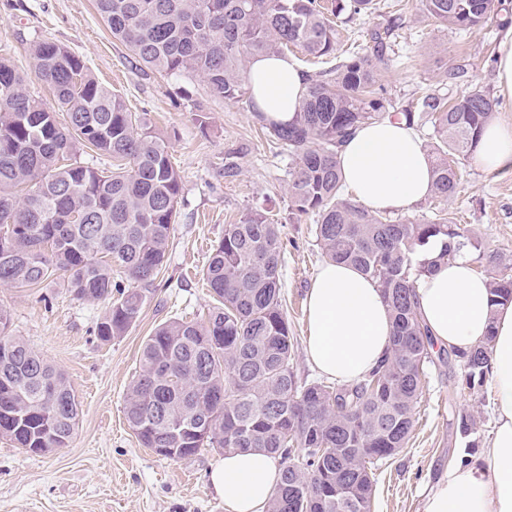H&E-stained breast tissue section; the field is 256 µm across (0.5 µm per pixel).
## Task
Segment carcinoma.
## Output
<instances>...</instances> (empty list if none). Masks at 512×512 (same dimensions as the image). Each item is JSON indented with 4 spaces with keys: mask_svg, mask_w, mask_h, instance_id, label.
<instances>
[{
    "mask_svg": "<svg viewBox=\"0 0 512 512\" xmlns=\"http://www.w3.org/2000/svg\"><path fill=\"white\" fill-rule=\"evenodd\" d=\"M112 37L137 68L192 75L210 93L238 101L257 54L298 48L336 56L338 19L376 9L378 0H94ZM435 23L455 30L499 18L505 0H420ZM402 25L393 12L370 34L363 53L306 73L308 90L295 122L265 123V135L291 148V210L317 216L326 259L356 266L388 304L393 337L387 357L361 380L331 386L298 378L282 300L279 226L257 212L224 227L203 276L214 306L202 321L170 319L149 336L125 396L126 419L144 448L261 449L279 457L281 482L267 512H364L374 490L372 466L398 453L413 427L426 364L435 343L417 312L415 283L478 241L445 208L457 193L460 160L473 153L498 101L483 91L454 102L435 93L421 108L434 123V189L442 208L431 222L392 220L345 197L337 151L357 127L401 115L422 121L413 103L400 112L378 92L379 66ZM35 79L53 100L34 97L28 77L0 60V286L35 288L54 272L78 300L103 301L96 326L103 342L137 321L167 253L177 216L180 171L167 142L86 62L48 39L30 45ZM85 148L112 159L94 168ZM442 244L436 256L431 241ZM492 303L512 302V268L486 259ZM0 312V437L48 454L73 437L80 404L65 374L21 337L5 334ZM493 333L469 351L451 350L457 387L489 376Z\"/></svg>",
    "mask_w": 512,
    "mask_h": 512,
    "instance_id": "1",
    "label": "carcinoma"
}]
</instances>
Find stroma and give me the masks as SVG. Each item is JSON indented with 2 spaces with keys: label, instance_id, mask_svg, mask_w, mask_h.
<instances>
[{
  "label": "stroma",
  "instance_id": "35a3bbf8",
  "mask_svg": "<svg viewBox=\"0 0 512 512\" xmlns=\"http://www.w3.org/2000/svg\"><path fill=\"white\" fill-rule=\"evenodd\" d=\"M404 22L391 40L379 83L393 105L436 93L454 100L477 89L498 98L494 120L512 125V100L501 98L496 56L504 30L451 31L429 22L419 0H402ZM49 39L82 57L92 73L117 91L130 112L146 118L168 143L182 175L178 214L165 264L139 320L120 337L101 343L95 329L104 303L75 299L63 274L37 288L0 287V310L9 334L28 344L70 380L80 402L67 447L35 455L0 439V512H225L210 472L224 458L204 448L187 459H166L142 447L124 414V400L143 342L172 318L199 320L213 299L202 277L224 227L250 211L279 225L283 240L282 294L300 379L317 375L305 354L306 296L324 257L314 214L295 216L288 197L295 156L262 132L249 99L212 96L192 76L166 78L132 68V53L116 39L93 0H0V58L21 74L31 71L29 47ZM464 66V80L445 73ZM234 157L235 173L224 171ZM484 254L512 264V173L490 175L464 160L449 204ZM455 368L429 366L415 408L411 438L375 468L371 512H422L438 472L461 456L468 441L486 447L495 419L489 384L457 391ZM472 413L470 437L454 426L456 410Z\"/></svg>",
  "mask_w": 512,
  "mask_h": 512
}]
</instances>
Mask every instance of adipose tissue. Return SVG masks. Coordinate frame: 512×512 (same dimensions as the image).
Returning <instances> with one entry per match:
<instances>
[{"label":"adipose tissue","instance_id":"ef3b65f1","mask_svg":"<svg viewBox=\"0 0 512 512\" xmlns=\"http://www.w3.org/2000/svg\"><path fill=\"white\" fill-rule=\"evenodd\" d=\"M254 109L271 122L295 120L307 91L302 69L290 58L253 57L248 65ZM489 173L512 171V126L489 122L473 153ZM341 181L370 210L394 212L420 202L433 189L432 164L417 132L386 119L359 127L338 151ZM418 313L436 345L467 349L493 334L490 387L496 429L481 455L445 467L423 512H512V302L491 304L487 279L467 258L438 264L416 283ZM307 357L322 375L345 383L362 379L391 343L388 307L355 267L324 262L307 293ZM277 456L263 451L226 454L210 480L227 512H265L281 480Z\"/></svg>","mask_w":512,"mask_h":512}]
</instances>
